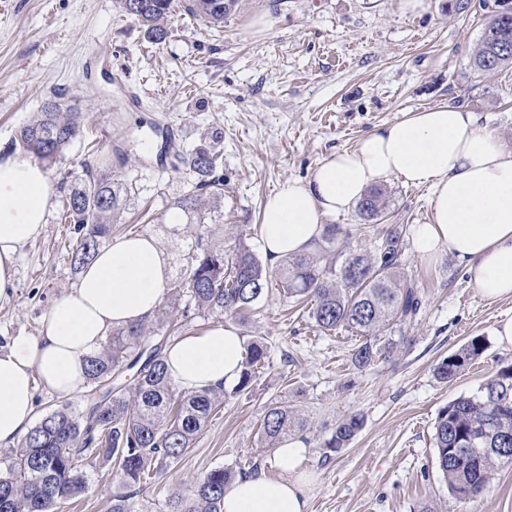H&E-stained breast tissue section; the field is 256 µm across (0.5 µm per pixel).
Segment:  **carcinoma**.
<instances>
[{"mask_svg":"<svg viewBox=\"0 0 512 512\" xmlns=\"http://www.w3.org/2000/svg\"><path fill=\"white\" fill-rule=\"evenodd\" d=\"M134 0H116L121 14L137 21L154 45L165 42L172 15V0H143L133 12ZM237 0H186V11L206 27L224 26V17ZM474 65L493 75L512 65V16L496 13L485 26ZM82 113L64 109L55 101L22 126L14 146L51 165L82 135ZM211 136L182 158L192 175L191 188L171 203L187 223L196 225L194 240L186 243L183 267L169 281L156 316L118 327L101 349L86 359V384L91 392L112 389L82 412L64 401L49 410L17 447L0 459V512H54L58 502L82 495L87 487L84 466L103 458L115 468L117 489L112 512H134L158 472L180 460L206 426L214 409L228 393L252 389L264 369L267 346L252 339L245 344L238 382L231 391L208 388L179 389L164 361L167 345L176 341L184 324L219 313L237 318L278 288L324 332L340 328L355 333L352 364L364 369L389 361L411 345L395 332L413 322L421 308L420 289L401 272L405 243L403 225L374 232L370 247L338 248V237L348 236L328 224L316 252L282 259L278 279L241 238L233 247L214 251L209 237L210 200L221 195L224 178L217 175L221 151ZM133 187L102 171L84 169L68 187L65 209L79 238L72 252L73 265L84 268L112 239V225L133 205ZM367 224H380L388 214V199L379 188L369 190L357 203ZM485 341L477 336L442 359L435 375L453 381L482 355ZM134 371L130 389L117 384ZM362 427L351 414L336 422L322 447H346ZM306 431V420L286 401L265 407L259 427L261 447L274 449ZM433 445L439 471L448 492L470 503L487 490L499 468L512 465V364L500 367L477 391L460 396L442 408L434 423ZM244 472L216 467L198 479L187 493L166 500L165 512H224V489Z\"/></svg>","mask_w":512,"mask_h":512,"instance_id":"cac0c4a2","label":"carcinoma"}]
</instances>
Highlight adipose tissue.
Here are the masks:
<instances>
[{
    "mask_svg": "<svg viewBox=\"0 0 512 512\" xmlns=\"http://www.w3.org/2000/svg\"><path fill=\"white\" fill-rule=\"evenodd\" d=\"M431 190L432 220L415 225L422 256L448 252L468 268L480 295L512 298V152L472 112L441 106L376 129L356 147L330 155L304 179L283 183L266 200L260 237L275 263L315 249L324 217L351 209L390 178ZM54 187L34 161L0 156V301L15 288L20 249L47 222ZM169 265L149 234L113 239L77 285L51 303L38 336H17L0 352V447L9 448L35 419L34 384L70 395L82 390L85 360L112 328L147 320L161 306ZM244 339L230 324L185 336L165 352L181 390L235 385ZM301 442L275 451L279 477L235 480L224 512H307L312 475Z\"/></svg>",
    "mask_w": 512,
    "mask_h": 512,
    "instance_id": "ef3b65f1",
    "label": "adipose tissue"
}]
</instances>
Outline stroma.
<instances>
[{
    "label": "stroma",
    "mask_w": 512,
    "mask_h": 512,
    "mask_svg": "<svg viewBox=\"0 0 512 512\" xmlns=\"http://www.w3.org/2000/svg\"><path fill=\"white\" fill-rule=\"evenodd\" d=\"M173 4L170 35L154 45L115 0H0V152L11 153L18 129L48 102L84 118L83 137L47 168L55 186L47 224L22 247L15 294L0 304V350L16 336L38 335L52 299L78 282V233L62 213L66 186L84 164L134 185L153 221L125 212L119 233L153 235L175 274L195 232L173 221L170 204L188 188L175 166L209 130L222 133L224 197L208 244L225 250L243 237L258 254L261 212L280 184L309 176L333 152L406 113L464 106L512 151V66L489 76L473 63L495 0H469L463 10L459 0H425L415 11L402 0H238L220 28L204 27L184 0ZM92 141L103 147L101 159L90 155ZM385 189L391 223L430 222L429 187L393 177ZM403 261L422 308L405 329L412 345L396 360L355 368L354 335L321 332L275 290L234 319L244 339L263 338V372L250 392L225 398L135 512H164L170 493L217 466L278 476L258 434L274 399L287 400L308 425V512H512V465L463 504L449 495L432 447L438 411L512 362L494 333L512 318V299H484L448 253L429 259L410 246ZM476 336L486 342L481 357L440 382L436 364ZM352 413L363 419L357 436L325 453L323 438ZM86 475L87 492L57 512H112V463L97 461Z\"/></svg>",
    "instance_id": "stroma-1"
}]
</instances>
